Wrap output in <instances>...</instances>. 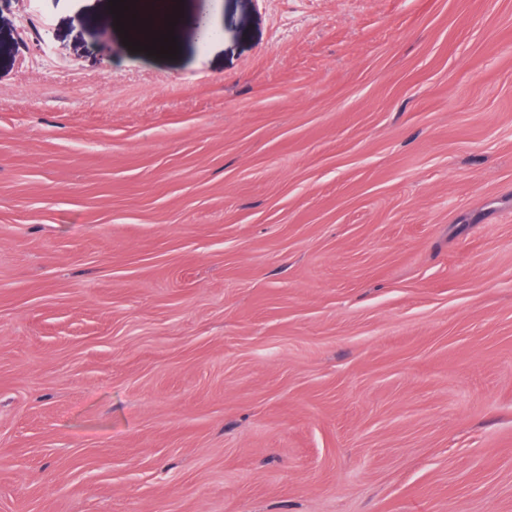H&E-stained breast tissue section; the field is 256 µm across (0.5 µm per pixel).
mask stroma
I'll use <instances>...</instances> for the list:
<instances>
[{
  "instance_id": "obj_1",
  "label": "stroma",
  "mask_w": 512,
  "mask_h": 512,
  "mask_svg": "<svg viewBox=\"0 0 512 512\" xmlns=\"http://www.w3.org/2000/svg\"><path fill=\"white\" fill-rule=\"evenodd\" d=\"M0 0V512H512V0ZM168 2L166 9L163 13L159 12L158 2L159 0H155L153 2V12L156 21V30L160 34H167V30H174L173 36L178 39L180 38L181 25L177 21L176 17V7L175 2L173 0H166ZM168 22H176V26H168Z\"/></svg>"
}]
</instances>
